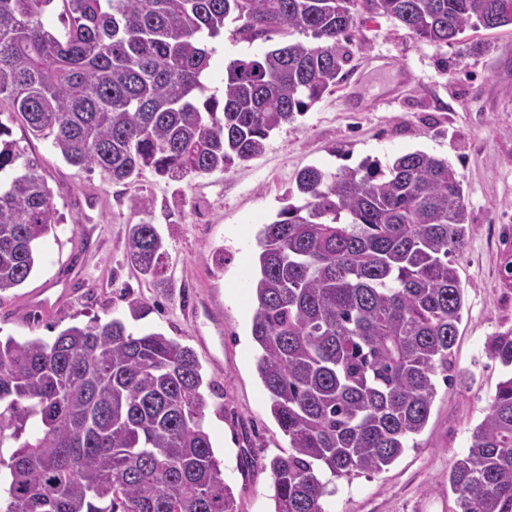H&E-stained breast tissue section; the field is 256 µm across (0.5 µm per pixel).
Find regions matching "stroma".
Wrapping results in <instances>:
<instances>
[{"mask_svg":"<svg viewBox=\"0 0 512 512\" xmlns=\"http://www.w3.org/2000/svg\"><path fill=\"white\" fill-rule=\"evenodd\" d=\"M234 28L226 23L213 42L210 90H223L231 60L270 48L261 40L237 41ZM350 50L339 85L271 133L260 155L223 173L171 181L147 171L134 183L115 184L99 170L68 165L50 140L33 137L21 121L10 124L13 140L42 167L59 223L30 277L0 295V336L50 342L74 324L125 318L123 296L146 301L144 317L127 326L163 333L196 354L208 385L204 426L241 512H273L264 465L288 449L257 371L250 288L258 234L300 169L336 172L368 158L385 164L423 151L457 172L470 225L458 263L464 307L454 347L466 379L437 382L413 447L382 471L337 480L327 512H457L448 474L467 455L505 373L485 345L512 328V288L501 282L512 262V29L469 31L463 42L439 48L376 17L357 21ZM134 197L151 201L150 211L134 210ZM143 219L167 243L168 286L161 291L126 258V227ZM246 453L253 465L248 475L241 469Z\"/></svg>","mask_w":512,"mask_h":512,"instance_id":"35a3bbf8","label":"stroma"}]
</instances>
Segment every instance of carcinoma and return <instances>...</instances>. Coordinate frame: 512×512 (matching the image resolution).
<instances>
[{"instance_id": "1", "label": "carcinoma", "mask_w": 512, "mask_h": 512, "mask_svg": "<svg viewBox=\"0 0 512 512\" xmlns=\"http://www.w3.org/2000/svg\"><path fill=\"white\" fill-rule=\"evenodd\" d=\"M0 0V100L68 164L112 182L229 170L339 82L365 9L437 47L512 27V0ZM280 41L237 58L222 96L204 83L209 41ZM298 33L303 41H291ZM0 120V293L22 285L55 229L53 193ZM259 233L251 286L257 369L289 449L269 469L274 512H326L335 481L390 465L430 416L464 305L456 257L467 208L445 159L416 151L295 176ZM128 259L166 284L155 225L133 224ZM486 353L512 368V329ZM194 352L124 319L72 325L48 343L0 340L4 512H240L203 426ZM459 512H512V372L448 474Z\"/></svg>"}]
</instances>
